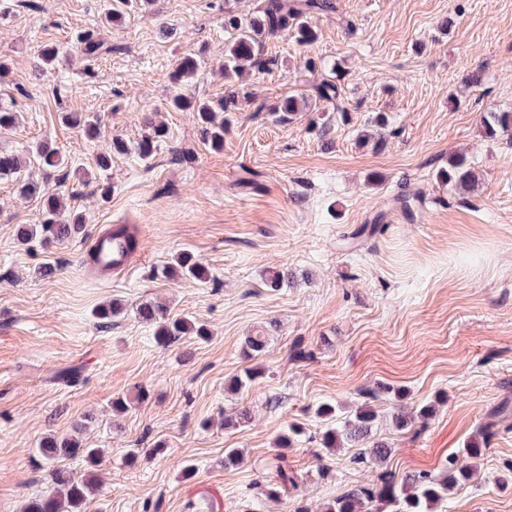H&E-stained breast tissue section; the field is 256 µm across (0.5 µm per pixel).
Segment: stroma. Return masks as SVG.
Masks as SVG:
<instances>
[{
  "mask_svg": "<svg viewBox=\"0 0 512 512\" xmlns=\"http://www.w3.org/2000/svg\"><path fill=\"white\" fill-rule=\"evenodd\" d=\"M255 4L155 0L108 26L104 0H0V107L20 115L0 130V151L25 158L47 142L73 170L113 136L138 141L144 114L167 128L152 160L113 155L109 199L92 193L98 173L86 184L69 178L67 204L85 230L63 243L21 244L17 229L38 221L41 201L0 180V512H21L45 491L38 444L78 421L84 446L103 451L84 512H322L378 469L351 464L353 449L321 448L326 423L315 410L333 400L351 412L380 385L405 389L410 406L446 397L416 438L388 424L391 396L372 402L375 437L392 446L389 470L440 475L493 425L475 478L436 512H512V137H486L480 125L483 113L512 111V0H336L334 14L313 20L316 43L270 38L264 54L274 63L250 84L261 103L310 96L325 71H310L307 59L337 64L350 123L331 122L322 138L308 120L281 124L248 108L232 113L215 151L193 113L170 108L172 65L199 59L187 92L222 97L224 9ZM85 34L107 53L89 67L64 56L50 77L37 75L42 45L68 49ZM471 68L481 69L480 85H467ZM70 111L99 120V136L66 125ZM379 113L386 144L360 147L358 132ZM457 152L478 176L466 190L436 179ZM403 191L419 196L411 209L395 201ZM377 221L380 231L352 243ZM115 224L138 232L133 270L87 274L89 238ZM184 249L208 282L160 275ZM47 266L54 275L43 276ZM277 270L295 285L266 288ZM115 299L127 314L99 326L94 310ZM145 301L195 318L210 337L157 343L135 312ZM257 329L269 342L251 358L243 342ZM296 345L307 359L292 360ZM72 367L78 379L59 381ZM249 368L258 377L227 391ZM119 394L132 398L122 414L111 406ZM243 406L249 420L225 425ZM292 425L302 433L279 452L274 439ZM228 448L243 449L241 464L225 466ZM281 455L300 483L273 500L256 484ZM185 460L195 466L188 476Z\"/></svg>",
  "mask_w": 512,
  "mask_h": 512,
  "instance_id": "stroma-1",
  "label": "stroma"
}]
</instances>
